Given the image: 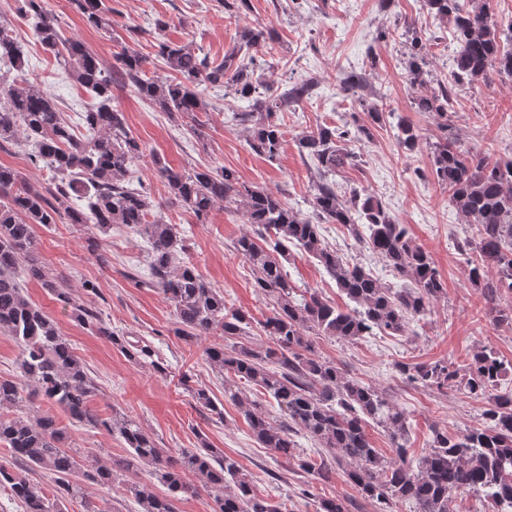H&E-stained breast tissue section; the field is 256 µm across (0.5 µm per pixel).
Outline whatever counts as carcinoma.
<instances>
[{
    "label": "carcinoma",
    "mask_w": 512,
    "mask_h": 512,
    "mask_svg": "<svg viewBox=\"0 0 512 512\" xmlns=\"http://www.w3.org/2000/svg\"><path fill=\"white\" fill-rule=\"evenodd\" d=\"M86 21L96 27L109 25L103 0H71ZM492 0H426L431 13L454 24L455 53L451 67L455 82L471 85L495 70L512 78V20L504 25L495 16ZM33 35L42 48L59 59L65 73L90 91L97 103L78 113L74 124L64 118L46 93L0 72V144L24 138L32 160L54 174L55 197H73L67 211L71 224H85L101 233L123 224L144 235L148 250L147 284L175 308L178 332L189 338L220 334L231 344L206 348L210 364L222 374L248 382L272 397L286 417L277 424L255 400L233 394L243 408L253 437L284 460L294 456L296 437L313 439L323 453L302 462L305 474L322 479L328 474L324 455L347 465L345 474L361 496L385 507L412 501L417 512H448V501L460 492L482 494L485 512L512 509V389H501L512 368L491 348L475 351L465 368L445 359L431 363L396 365L405 378L424 387H444L450 382L475 398L487 400L483 425L450 435L432 431L430 449L417 462L407 460L404 442L410 423L406 415L376 389L349 377L329 360L315 357L307 331L353 341L378 331L388 336L405 334L407 319L422 316L431 300L445 293L442 277L429 253L409 236L406 225L396 223L375 196L353 192L345 201L336 185L325 180L347 165L355 155L342 147L349 130L320 127L302 135L298 148L316 166L313 213L305 217L289 208L270 190L248 185L236 171L224 166L175 171L159 166L169 194L206 222L215 205L233 202L256 236L244 234L234 250L249 265L256 287L273 303L263 328L277 349L261 354L242 339L250 328L246 314L227 307L224 295L205 281L192 265L176 264L183 239L175 225L151 212L150 192L137 167L144 151L127 128L123 112L112 106V84L121 79L140 99L162 112L193 115L206 108L196 82L226 85L245 106L233 111L232 120L250 132L249 146L257 154L276 158L284 132L277 113L288 111L311 94L314 81L304 80L277 94L269 93L254 76V57L243 50L256 47L264 32L245 29L239 42L216 63L187 46L161 41L158 57L181 76L175 82L147 76L146 59L127 52L120 59L117 76L105 71L94 53L77 40L61 37L46 0H22ZM0 65L22 72L28 66L17 40L0 23ZM421 39L409 42V75L414 85L426 84ZM453 88L440 85L414 98L419 112H434L448 119ZM399 145L407 151L421 144L419 130L399 119L394 126ZM432 169L448 187L450 203L477 227V239L457 243L462 252L475 250L477 263L469 279L490 306L495 325L512 324V307L497 301L512 294V159H487L461 150L452 142L433 144ZM58 208L39 189L22 181L10 167L0 166V334L19 347L17 373L0 377V409L39 399L57 407L73 421L105 428L126 444L127 456L110 462L86 464L66 445L68 436L54 416H0V444L7 446L17 463L52 475L56 495L0 466V489H7L24 512H63L64 502L80 500L84 512H97L84 500L83 482L104 487L123 472L142 468L168 489L158 495L138 482L125 485L126 496L141 512H178L182 497L206 493L212 512H285L286 503L259 494L250 476L235 459L213 448L205 439L174 456L133 418L104 417L91 409L98 391L86 366L52 319L25 296L19 282L22 272L41 276L33 263L37 241L34 225L54 224ZM342 224L383 259L398 275L411 280L409 288L379 282L363 267L345 262L322 237L321 225ZM314 257L336 281L337 288L354 303L343 310L315 293L297 297L284 262L288 247ZM58 301L73 309L74 318L89 329L112 339L136 361L155 363L156 352L139 340H122L108 327L91 301L78 302L70 291L54 288ZM201 412L221 415L208 389L193 393ZM374 423L390 432L398 459L389 460L374 448L367 427Z\"/></svg>",
    "instance_id": "1"
}]
</instances>
